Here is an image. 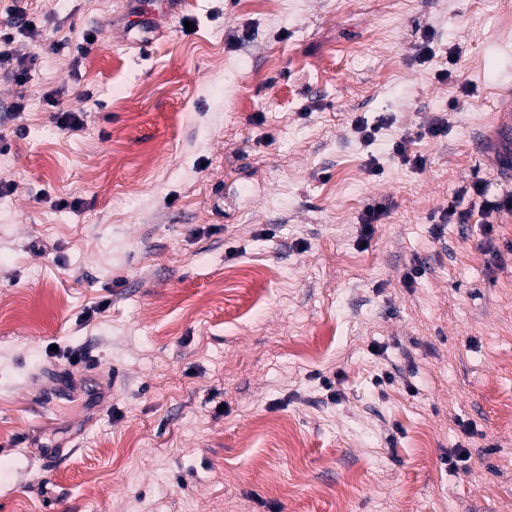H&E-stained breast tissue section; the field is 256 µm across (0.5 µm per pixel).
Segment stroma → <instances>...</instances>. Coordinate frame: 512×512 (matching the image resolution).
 <instances>
[{
  "mask_svg": "<svg viewBox=\"0 0 512 512\" xmlns=\"http://www.w3.org/2000/svg\"><path fill=\"white\" fill-rule=\"evenodd\" d=\"M192 2L140 49L123 0H0L43 46L0 75V512H512V0Z\"/></svg>",
  "mask_w": 512,
  "mask_h": 512,
  "instance_id": "1",
  "label": "stroma"
}]
</instances>
